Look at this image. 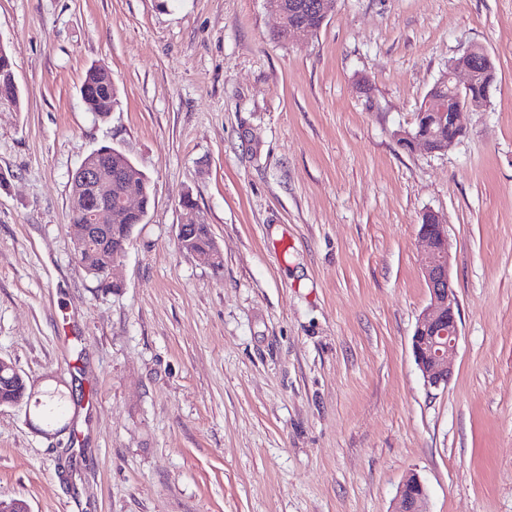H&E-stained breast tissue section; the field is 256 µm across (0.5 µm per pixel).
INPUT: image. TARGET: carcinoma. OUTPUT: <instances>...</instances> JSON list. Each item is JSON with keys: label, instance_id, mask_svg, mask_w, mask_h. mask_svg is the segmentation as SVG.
Masks as SVG:
<instances>
[{"label": "carcinoma", "instance_id": "cac0c4a2", "mask_svg": "<svg viewBox=\"0 0 512 512\" xmlns=\"http://www.w3.org/2000/svg\"><path fill=\"white\" fill-rule=\"evenodd\" d=\"M81 97L88 109L98 119L108 118L109 112L103 110V102L117 104L118 88L112 78V72L103 65H92L86 69L81 84ZM0 99L19 101V89L14 80L13 62L6 47L0 45ZM110 164L101 169L104 175H112V199H121L126 195L136 194L140 197L141 213H123L112 217L111 232L104 237L98 247L80 256V265L95 278L100 285H105L108 270L118 251L128 244L126 233L130 224L142 223L141 214L147 211L151 192L148 177L141 174L135 180H122L113 174V169H121L128 165V157L116 151V148L103 145L98 148ZM185 248L196 252L207 266L220 269L223 266L222 256L214 251V241L208 225L194 224L190 230V239ZM32 383L21 375L4 379L0 377V404H15L22 397L29 395ZM37 399L30 406L31 420L47 427L55 423L54 412L62 408L65 393L57 387L38 390Z\"/></svg>", "mask_w": 512, "mask_h": 512}]
</instances>
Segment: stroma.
I'll return each instance as SVG.
<instances>
[{
  "label": "stroma",
  "mask_w": 512,
  "mask_h": 512,
  "mask_svg": "<svg viewBox=\"0 0 512 512\" xmlns=\"http://www.w3.org/2000/svg\"><path fill=\"white\" fill-rule=\"evenodd\" d=\"M263 0H0V359L67 400L0 406V498L31 512H512V0H336L301 44ZM494 58L444 154L396 130L449 62ZM107 66V120L80 94ZM122 150L151 202L104 288L73 260L70 180ZM192 192L224 260L178 247ZM448 230L447 388L411 339L425 212ZM0 99L17 102L19 89L14 80L13 62L5 46L0 45ZM38 395L32 401L30 414L32 423L35 421L51 427L55 423L54 412L62 408L65 399V393L57 387L37 389ZM36 399L40 402L36 403ZM427 490L415 474L409 475L398 489L395 512H428Z\"/></svg>",
  "instance_id": "1"
}]
</instances>
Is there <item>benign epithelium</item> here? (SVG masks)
I'll list each match as a JSON object with an SVG mask.
<instances>
[{"label": "benign epithelium", "instance_id": "1", "mask_svg": "<svg viewBox=\"0 0 512 512\" xmlns=\"http://www.w3.org/2000/svg\"><path fill=\"white\" fill-rule=\"evenodd\" d=\"M266 9L277 19L274 32L288 30V42H303L312 36L305 16L316 12L325 18L334 11L336 0H297L289 5L284 0H264ZM494 62L483 49L465 52L462 61H453L434 84L424 101L425 111L417 113V127L395 133L400 146L412 150L420 144L430 153H445L454 145L448 139V128L466 133L460 115L464 111L479 112L490 101L494 86L489 74ZM483 93L467 98L465 93L475 85ZM78 186L74 197L91 215V223L77 224L74 230V258L93 247L105 234L104 220H112V183L100 179L97 165L84 159L75 170ZM420 236L424 250L420 268L429 292V303L418 318L412 337V353L425 384L431 388L448 386L451 369L448 359L459 340L458 298L450 274L448 232L439 216L428 211L422 216ZM427 490L415 474L409 475L398 489L395 512H428Z\"/></svg>", "mask_w": 512, "mask_h": 512}]
</instances>
